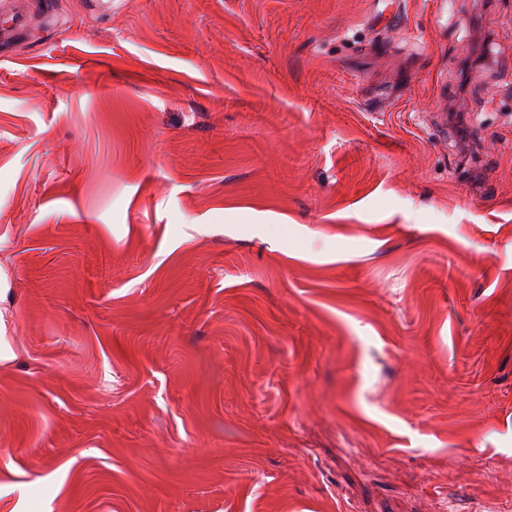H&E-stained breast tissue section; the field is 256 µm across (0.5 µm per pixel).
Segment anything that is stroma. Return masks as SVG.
I'll return each mask as SVG.
<instances>
[{"label":"stroma","instance_id":"1","mask_svg":"<svg viewBox=\"0 0 512 512\" xmlns=\"http://www.w3.org/2000/svg\"><path fill=\"white\" fill-rule=\"evenodd\" d=\"M0 512H512V0H8Z\"/></svg>","mask_w":512,"mask_h":512}]
</instances>
